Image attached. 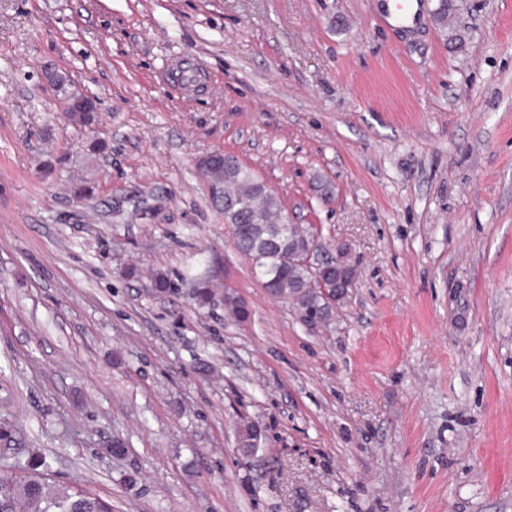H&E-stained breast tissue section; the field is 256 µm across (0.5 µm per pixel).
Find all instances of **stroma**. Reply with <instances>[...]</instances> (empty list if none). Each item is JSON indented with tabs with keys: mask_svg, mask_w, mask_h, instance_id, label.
Here are the masks:
<instances>
[{
	"mask_svg": "<svg viewBox=\"0 0 512 512\" xmlns=\"http://www.w3.org/2000/svg\"><path fill=\"white\" fill-rule=\"evenodd\" d=\"M448 2L0 0V464L114 512H512V0ZM216 152L348 247L329 326L238 252ZM380 7L379 16L384 23L389 24L390 28H407L408 26L404 25L415 23L423 15L426 2L425 0H381ZM50 83L62 96L65 105V116L69 121L86 126L94 120L95 117L91 112H98L96 104L87 97L80 99L83 93L71 88L72 85L66 75L57 74L54 79L50 80ZM78 99H80L78 103L88 109L89 112H75L71 109L70 105ZM258 432V425L253 421L247 420L238 422L236 436L237 443L239 445L238 450L242 457L245 458L246 455L241 452V449L246 454H254L255 450L257 449L254 446V441L256 440Z\"/></svg>",
	"mask_w": 512,
	"mask_h": 512,
	"instance_id": "35a3bbf8",
	"label": "stroma"
}]
</instances>
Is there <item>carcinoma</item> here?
I'll return each mask as SVG.
<instances>
[{
  "label": "carcinoma",
  "instance_id": "cac0c4a2",
  "mask_svg": "<svg viewBox=\"0 0 512 512\" xmlns=\"http://www.w3.org/2000/svg\"><path fill=\"white\" fill-rule=\"evenodd\" d=\"M50 83L62 96L69 121L86 126L94 120L91 112L71 109L83 93L71 88L66 75L58 74ZM218 160L224 161L215 168L224 176V197L235 203L236 212L224 211V223L237 250L251 262L260 281L277 280V297L291 302L304 323L318 326L329 321L332 303L303 262V250L318 228L293 223L280 195L236 156L226 153ZM258 432L256 423L238 422L237 443L244 453L255 452ZM0 512H112V504L80 485L50 482L40 464L29 462L0 470Z\"/></svg>",
  "mask_w": 512,
  "mask_h": 512
}]
</instances>
